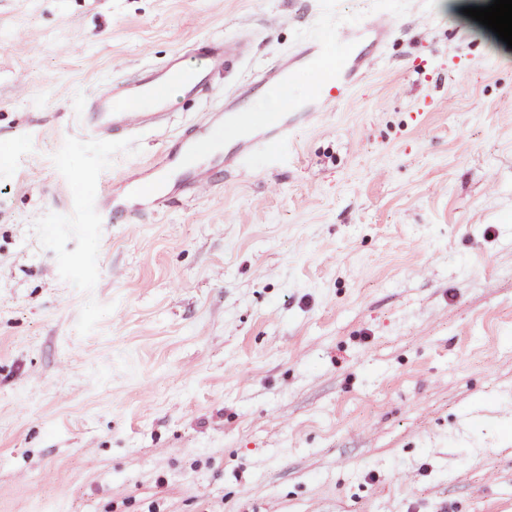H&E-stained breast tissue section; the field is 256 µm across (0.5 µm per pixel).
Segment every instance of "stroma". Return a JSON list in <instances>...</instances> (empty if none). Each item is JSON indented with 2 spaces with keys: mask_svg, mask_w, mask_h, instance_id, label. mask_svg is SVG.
<instances>
[{
  "mask_svg": "<svg viewBox=\"0 0 512 512\" xmlns=\"http://www.w3.org/2000/svg\"><path fill=\"white\" fill-rule=\"evenodd\" d=\"M381 12L287 143L92 209ZM236 37L166 129L86 130L105 84ZM0 512H512V49L449 0H0ZM96 207L103 214L106 224H120L130 215L147 216L153 212L151 203L146 201L133 213L128 210L121 197L111 196L108 191L96 202Z\"/></svg>",
  "mask_w": 512,
  "mask_h": 512,
  "instance_id": "stroma-1",
  "label": "stroma"
}]
</instances>
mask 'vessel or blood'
<instances>
[{
  "label": "vessel or blood",
  "mask_w": 512,
  "mask_h": 512,
  "mask_svg": "<svg viewBox=\"0 0 512 512\" xmlns=\"http://www.w3.org/2000/svg\"><path fill=\"white\" fill-rule=\"evenodd\" d=\"M391 30L386 15L380 14L359 35L342 26L318 34L290 58L269 69L261 79L243 84L228 94L223 109L211 113L206 123L187 129L180 137L185 160L213 150L207 135L212 126L223 127L226 133L224 167L228 170L241 169L270 145L287 141L298 123L329 110L348 96L359 65L370 58L380 37ZM249 52L250 45L245 41L193 42L174 53L162 68H149L137 77L101 88L88 103L84 122L106 139L121 137L137 128H155L172 110L163 88H176L184 97H203L208 94L216 73L234 67ZM300 66L315 75L309 91L294 100L289 112L279 113L272 119L259 117L252 109L256 93L269 86L292 88L295 70ZM174 162V157H163L149 167L147 180L130 186V193L144 199L139 215L152 213L149 199L168 186ZM96 206L110 224L122 223L129 215L122 198L116 195H104Z\"/></svg>",
  "instance_id": "1"
}]
</instances>
